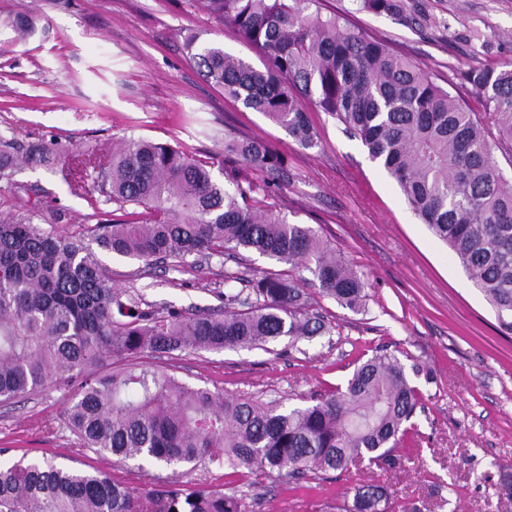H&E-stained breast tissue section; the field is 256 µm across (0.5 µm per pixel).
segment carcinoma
Wrapping results in <instances>:
<instances>
[{"instance_id": "carcinoma-1", "label": "carcinoma", "mask_w": 512, "mask_h": 512, "mask_svg": "<svg viewBox=\"0 0 512 512\" xmlns=\"http://www.w3.org/2000/svg\"><path fill=\"white\" fill-rule=\"evenodd\" d=\"M357 9L410 21L403 0H355ZM264 56L257 68L215 45L188 39L207 81L265 115L304 149L320 135L308 100L357 137L397 182L405 201L452 255L512 332V61L469 66L456 78L482 102L481 118L432 75L318 0H202ZM496 136L491 137V130ZM224 155L258 173L268 192L288 181L283 157L264 143L224 139ZM53 164L72 193L97 184L124 219L62 236L36 225L39 213L0 211V399L50 383L71 388L65 426L75 457L91 451L118 462L222 464L254 477L297 479L350 468L393 470L409 434L418 389L404 364L379 353L354 369L345 388L305 407L226 397L138 362L191 350L265 348L331 335L309 314L298 281L257 270L251 291L224 294V313H155L112 284L100 252L149 261L204 255L240 260L246 250L302 268L322 292L365 310L367 280L306 224L250 203L253 185H224V163L177 146L128 138L110 150H56L37 138L23 148L0 138V183L20 163ZM121 368L108 369L116 360ZM245 496L191 487L175 478L136 493L102 469L21 458L0 465V512H245ZM389 488L365 483L343 512H396Z\"/></svg>"}]
</instances>
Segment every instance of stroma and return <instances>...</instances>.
<instances>
[{
    "mask_svg": "<svg viewBox=\"0 0 512 512\" xmlns=\"http://www.w3.org/2000/svg\"><path fill=\"white\" fill-rule=\"evenodd\" d=\"M412 20L357 10L353 0H319L323 13L387 42L424 67L470 111L482 106L471 87L453 81L464 66L512 59V0H403ZM24 16L28 40H16L6 19ZM220 45L254 66L261 54L194 0H0V135L25 143L38 136L84 148L112 146L133 135L222 160L227 172L253 182L252 203L311 226L363 273L367 310L341 307L305 285L310 311L331 337L287 341L262 349L185 352L158 359L181 381L228 396L285 399L344 386L356 364L376 351L394 353L421 395L412 423L417 437L395 453L389 472H330L273 477L251 488L249 512H331L357 485L374 480L395 493L400 512H512L500 475L512 474V334L456 264L447 246L414 216L396 182L372 162L357 139L318 110L310 116L319 148L297 145L262 113L225 96L199 72L185 47ZM259 140L280 152L289 181L267 193L257 174L224 157V137ZM100 193L75 195L61 173L23 168L14 185L0 184V210H38L41 228L82 232ZM116 285L146 308L220 311L225 258L145 263L104 255ZM420 366L413 374L412 366ZM69 392L53 384L0 401V448L6 459L63 456L74 445L63 423ZM83 469L102 468L139 492L170 471L87 453Z\"/></svg>",
    "mask_w": 512,
    "mask_h": 512,
    "instance_id": "1",
    "label": "stroma"
}]
</instances>
